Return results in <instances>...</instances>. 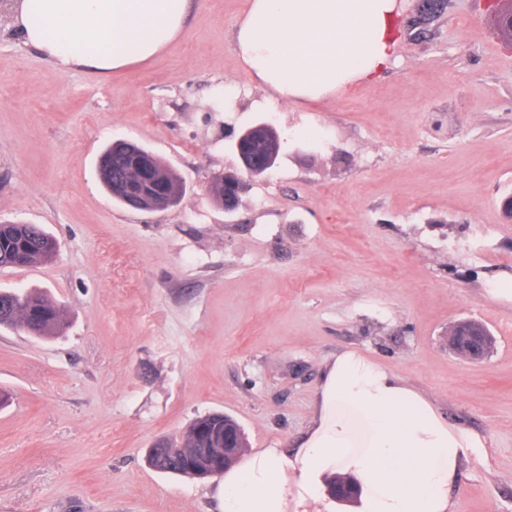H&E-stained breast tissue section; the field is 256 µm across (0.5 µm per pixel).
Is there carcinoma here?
Listing matches in <instances>:
<instances>
[{"label":"carcinoma","mask_w":512,"mask_h":512,"mask_svg":"<svg viewBox=\"0 0 512 512\" xmlns=\"http://www.w3.org/2000/svg\"><path fill=\"white\" fill-rule=\"evenodd\" d=\"M129 151L123 143H111L103 157L112 158V176L102 180L104 187L117 203L128 205L125 190L126 170L122 156ZM157 167L167 170L166 192L174 202L180 200L185 187L181 177L161 160ZM57 252L56 240L36 224H0V267H26L51 261ZM0 326L19 328L31 336H48L64 327L63 310L48 296L38 292L0 291ZM175 441L166 440V447L149 448L148 464L155 470L190 476L199 461L191 454L176 456L169 453Z\"/></svg>","instance_id":"1"}]
</instances>
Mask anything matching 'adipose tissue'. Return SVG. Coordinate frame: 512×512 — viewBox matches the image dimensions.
Instances as JSON below:
<instances>
[{"label":"adipose tissue","mask_w":512,"mask_h":512,"mask_svg":"<svg viewBox=\"0 0 512 512\" xmlns=\"http://www.w3.org/2000/svg\"><path fill=\"white\" fill-rule=\"evenodd\" d=\"M6 28L55 59L97 75L150 60L183 32L189 0H6ZM398 0H248L233 49L264 103H314L372 80L397 45ZM480 438L431 400L354 351L323 375L311 424L289 452L259 449L223 475L220 512H340L327 493L355 478L354 512H453L451 491Z\"/></svg>","instance_id":"1"}]
</instances>
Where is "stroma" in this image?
I'll list each match as a JSON object with an SVG mask.
<instances>
[{"label":"stroma","instance_id":"35a3bbf8","mask_svg":"<svg viewBox=\"0 0 512 512\" xmlns=\"http://www.w3.org/2000/svg\"><path fill=\"white\" fill-rule=\"evenodd\" d=\"M399 2L393 64L305 113L264 106L238 62L245 0H191L176 41L105 78L0 30V224L58 242L0 269V290L39 289L67 320L49 339L0 328V512H218L219 477L159 472L147 448L222 412L249 447L292 449L345 350L480 436L454 512H512V299L492 293L512 277V43L487 0L426 21ZM258 119L282 152L225 212L212 179L239 170L229 144ZM118 138L181 176L177 206L113 201L96 168ZM464 318L496 338L484 361L445 344Z\"/></svg>","mask_w":512,"mask_h":512}]
</instances>
